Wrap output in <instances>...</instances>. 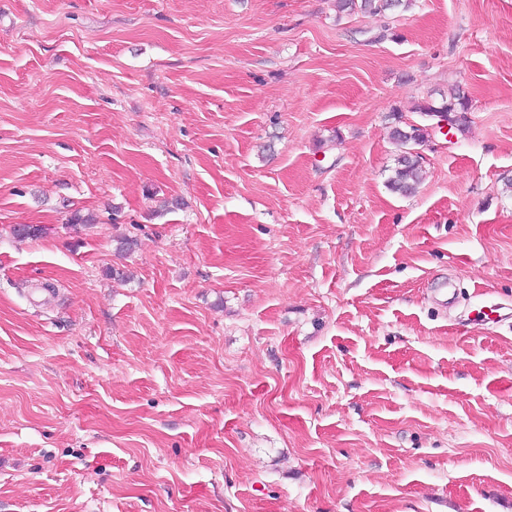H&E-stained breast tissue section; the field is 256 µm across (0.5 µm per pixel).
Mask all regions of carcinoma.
Instances as JSON below:
<instances>
[{"label": "carcinoma", "instance_id": "cac0c4a2", "mask_svg": "<svg viewBox=\"0 0 512 512\" xmlns=\"http://www.w3.org/2000/svg\"><path fill=\"white\" fill-rule=\"evenodd\" d=\"M403 0H337L341 11L362 12L379 15L402 5ZM415 111L425 116L430 112H445L455 120L456 129L467 124L469 101L460 92L454 90L440 104L425 101ZM395 123L391 129L392 143L396 148V166L389 177L388 188L401 195L410 196L415 193L421 179L422 154L419 147L429 141L431 134L425 124L401 125L400 116H394Z\"/></svg>", "mask_w": 512, "mask_h": 512}]
</instances>
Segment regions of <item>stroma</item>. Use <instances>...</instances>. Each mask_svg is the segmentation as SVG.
Listing matches in <instances>:
<instances>
[{"label":"stroma","mask_w":512,"mask_h":512,"mask_svg":"<svg viewBox=\"0 0 512 512\" xmlns=\"http://www.w3.org/2000/svg\"><path fill=\"white\" fill-rule=\"evenodd\" d=\"M0 512H512V0H0ZM403 0H337L340 11L379 15L401 6ZM469 101L459 91L453 90L448 94L447 98H442V102L436 105L432 101H425L419 104L415 110L419 112L421 116L427 115L429 112H445L448 117L455 120L456 129H463L468 120L466 114L469 112ZM448 117L444 115H433L432 120H436L432 124L434 130H438L441 134H444L447 130L448 134ZM395 120L391 129L392 143L396 148V166L389 177L388 188L401 196L415 193L421 179L422 154L418 147L429 141L431 134L425 124L402 126L401 116L392 114Z\"/></svg>","instance_id":"1"}]
</instances>
